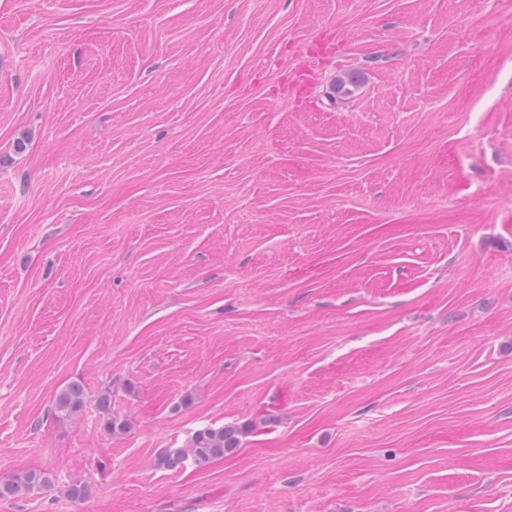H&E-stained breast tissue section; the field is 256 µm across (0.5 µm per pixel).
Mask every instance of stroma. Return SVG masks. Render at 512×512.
I'll list each match as a JSON object with an SVG mask.
<instances>
[{
    "mask_svg": "<svg viewBox=\"0 0 512 512\" xmlns=\"http://www.w3.org/2000/svg\"><path fill=\"white\" fill-rule=\"evenodd\" d=\"M21 469L0 512H512V0H0ZM57 417L71 419L79 416L86 407V395L82 385L74 383L63 389L56 397ZM247 430L237 425L204 427L194 432L186 448H166L155 458L160 469L178 468L187 460L199 468L233 454ZM47 477L34 470L18 471L11 479L0 481V498L12 497L22 491L34 492L48 484Z\"/></svg>",
    "mask_w": 512,
    "mask_h": 512,
    "instance_id": "obj_1",
    "label": "stroma"
}]
</instances>
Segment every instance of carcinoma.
<instances>
[{
	"label": "carcinoma",
	"mask_w": 512,
	"mask_h": 512,
	"mask_svg": "<svg viewBox=\"0 0 512 512\" xmlns=\"http://www.w3.org/2000/svg\"><path fill=\"white\" fill-rule=\"evenodd\" d=\"M358 78L355 75H345L336 81V94L341 98L353 96L357 88ZM56 416L71 419L79 416L86 407V395L82 385L74 383L63 389L56 397ZM111 400L107 394L97 400V408L107 415L106 428L110 432L122 431L126 422L112 419L110 414ZM247 430L237 425L220 427H204L194 432L185 448H166L155 458V466L160 469H174L185 461L190 460L199 468L212 461L222 459L240 447L242 437ZM48 484L47 477L34 470H21L12 478L0 481V498L12 497L22 491H38ZM91 488L82 479H74L66 486L67 497L73 500H83L90 494Z\"/></svg>",
	"instance_id": "carcinoma-1"
}]
</instances>
